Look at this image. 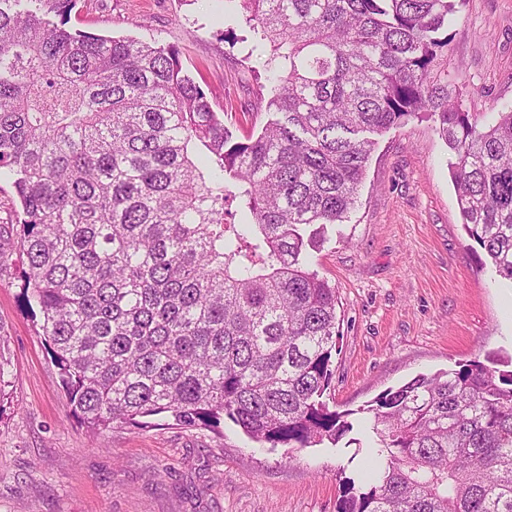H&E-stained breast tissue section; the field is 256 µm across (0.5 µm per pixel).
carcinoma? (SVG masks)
I'll use <instances>...</instances> for the list:
<instances>
[{"label":"carcinoma","mask_w":512,"mask_h":512,"mask_svg":"<svg viewBox=\"0 0 512 512\" xmlns=\"http://www.w3.org/2000/svg\"><path fill=\"white\" fill-rule=\"evenodd\" d=\"M239 2L277 114L242 140L180 48L72 32L76 0H0V177L23 212L0 258L25 259L71 411L93 431L228 418L270 448L356 429L370 471L338 512H512V370L419 375L349 421L323 401L337 296L304 239L354 209L364 134L424 118L469 238L512 282V106L465 109L455 0ZM230 195L251 222H224Z\"/></svg>","instance_id":"1"}]
</instances>
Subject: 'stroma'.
Here are the masks:
<instances>
[{"label":"stroma","instance_id":"35a3bbf8","mask_svg":"<svg viewBox=\"0 0 512 512\" xmlns=\"http://www.w3.org/2000/svg\"><path fill=\"white\" fill-rule=\"evenodd\" d=\"M457 80L479 117L512 103V0H461ZM72 27L176 45L234 136L259 133L265 94L234 0H77ZM349 221L325 225L308 256L336 288L330 408L370 404L414 377L470 361H512V282L463 226L448 161L427 120L377 136ZM18 252L0 259V512H336L351 449L261 447L161 419L91 434L72 416L39 328L22 303Z\"/></svg>","mask_w":512,"mask_h":512}]
</instances>
